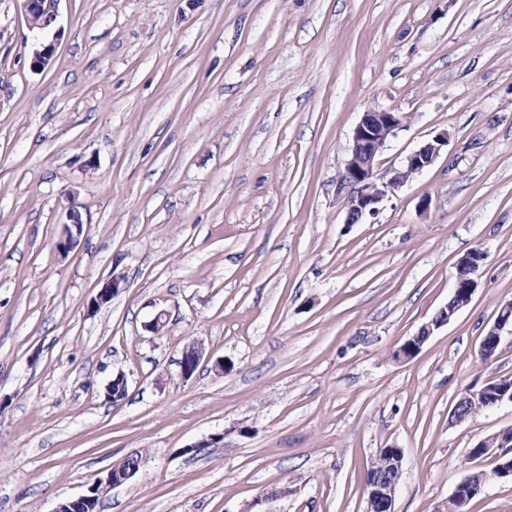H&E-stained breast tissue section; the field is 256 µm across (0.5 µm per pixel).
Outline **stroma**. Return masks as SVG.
I'll list each match as a JSON object with an SVG mask.
<instances>
[{
	"instance_id": "obj_1",
	"label": "stroma",
	"mask_w": 512,
	"mask_h": 512,
	"mask_svg": "<svg viewBox=\"0 0 512 512\" xmlns=\"http://www.w3.org/2000/svg\"><path fill=\"white\" fill-rule=\"evenodd\" d=\"M369 109L407 118L380 172L448 143L349 224ZM476 247L468 305L394 359ZM510 299L512 0H59L43 31L0 0V512H55L133 453L98 512H365L383 448L395 512H448L469 449L512 428L510 402L450 421L512 377L511 326L479 355ZM67 218L70 223L64 225L63 236L57 244L58 250L63 253H67L74 247L77 242V238L83 231V223L80 215L74 208L68 210ZM512 326V301H503L498 305L497 316L480 342V355L488 354L485 360L495 357L501 343V331ZM204 346L201 342L193 340L188 342L183 348L180 367L183 379H189L197 370L203 355ZM497 380V379H496ZM492 380L489 382H493L488 387H484L479 392H473L471 390L465 389L462 392L461 397L456 401L451 413L450 420L452 423H462L466 419L463 415L462 404L463 402H467L469 399L475 397L477 394H487L492 397V401L497 404H502L504 402L512 403V383L508 381L507 378H502L500 381ZM487 382V383H489ZM485 395L481 398L477 399V402H474L470 406V415L468 418L472 417L476 413L482 410L490 409L488 396Z\"/></svg>"
}]
</instances>
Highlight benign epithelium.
Wrapping results in <instances>:
<instances>
[{
  "mask_svg": "<svg viewBox=\"0 0 512 512\" xmlns=\"http://www.w3.org/2000/svg\"><path fill=\"white\" fill-rule=\"evenodd\" d=\"M22 3L25 16L33 28L45 30L56 20V5L58 0H19ZM404 127V117L390 109H370L362 113L352 134L348 158L344 170L336 183V199L345 209L347 224H358L367 216H375L380 212L381 204L401 188L413 175L422 172L436 160L442 146L448 143V134L441 132L430 141L410 153L404 164L390 170L385 176L377 174V158L385 148L390 138ZM69 223L64 225L63 236L57 248L66 253L77 242L83 231V223L79 213L71 208L68 210ZM478 261L472 263L467 276L456 275L453 287V307H443L435 318L424 325L416 335L407 339L393 353L397 360H408L414 357L432 336L434 330L455 317L469 303L477 286L476 274L486 260V253L473 249ZM121 278L113 277L105 287L101 288L93 300V306L98 308L106 304L118 290ZM512 326V301H503L498 305L497 316L493 324L483 336L480 354L495 357L501 343V331ZM204 355V346L193 340L183 348L180 367L183 379H189L197 370ZM481 393L492 397L497 404L512 403V382L504 378L493 381ZM512 429L502 430L481 439L470 448V460H485L488 458L497 462L492 472L481 469L471 471L455 488L452 500L455 502V512H462L470 498L481 492L490 479H512ZM142 459L131 454L112 466L103 477L96 478L88 485L86 492L76 498L60 503L55 512H92L96 499L102 497L115 486L121 485L132 478L140 469ZM397 484L380 475L374 478L371 489L367 491L366 512H395V492Z\"/></svg>",
  "mask_w": 512,
  "mask_h": 512,
  "instance_id": "benign-epithelium-1",
  "label": "benign epithelium"
}]
</instances>
